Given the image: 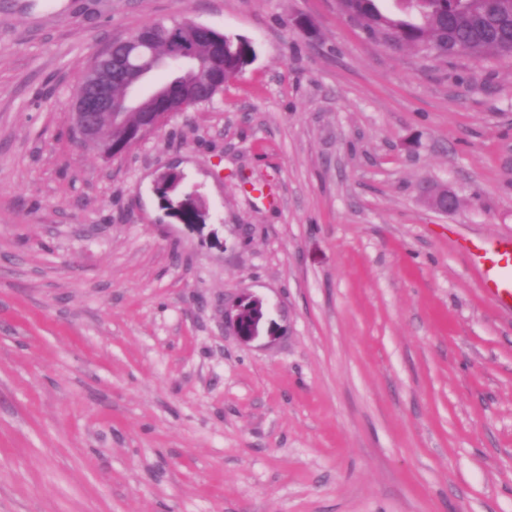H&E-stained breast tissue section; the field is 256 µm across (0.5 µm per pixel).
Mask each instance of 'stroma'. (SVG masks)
<instances>
[{
	"mask_svg": "<svg viewBox=\"0 0 512 512\" xmlns=\"http://www.w3.org/2000/svg\"><path fill=\"white\" fill-rule=\"evenodd\" d=\"M171 18L255 56L98 156L83 71ZM497 235L510 59L389 47L336 0H0V512H512V310L460 248ZM210 41L224 44V71L221 74L217 70L210 73L214 82L220 83V87L203 88V90L189 97L185 112L190 109L211 103L224 89V78H235L240 75L247 64L254 56V49L245 38L235 37L224 33L223 31L211 28ZM422 194L431 208L443 214L454 212L459 201L457 193L450 187H448V192L442 195L438 192L437 187L426 185L422 188ZM251 317V326L247 330L243 324ZM264 319L263 303L257 298H241L234 307L227 312L226 320L233 327L243 341H251L259 336Z\"/></svg>",
	"mask_w": 512,
	"mask_h": 512,
	"instance_id": "35a3bbf8",
	"label": "stroma"
}]
</instances>
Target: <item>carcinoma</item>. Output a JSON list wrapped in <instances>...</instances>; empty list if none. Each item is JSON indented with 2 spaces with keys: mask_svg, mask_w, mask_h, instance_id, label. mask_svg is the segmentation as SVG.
<instances>
[{
  "mask_svg": "<svg viewBox=\"0 0 512 512\" xmlns=\"http://www.w3.org/2000/svg\"><path fill=\"white\" fill-rule=\"evenodd\" d=\"M340 12L368 37L446 59L462 51L477 59H512V0H404L398 14L382 0H336ZM210 41L224 44V77L240 75L254 56L245 38L210 30ZM223 87L189 97L187 109L212 102Z\"/></svg>",
  "mask_w": 512,
  "mask_h": 512,
  "instance_id": "obj_1",
  "label": "carcinoma"
}]
</instances>
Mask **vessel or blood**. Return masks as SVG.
<instances>
[{
  "label": "vessel or blood",
  "instance_id": "obj_1",
  "mask_svg": "<svg viewBox=\"0 0 512 512\" xmlns=\"http://www.w3.org/2000/svg\"><path fill=\"white\" fill-rule=\"evenodd\" d=\"M461 248L484 291L499 306L512 308V235L468 239Z\"/></svg>",
  "mask_w": 512,
  "mask_h": 512
}]
</instances>
